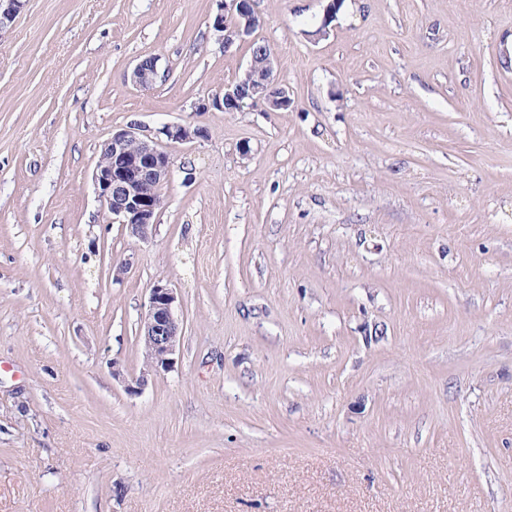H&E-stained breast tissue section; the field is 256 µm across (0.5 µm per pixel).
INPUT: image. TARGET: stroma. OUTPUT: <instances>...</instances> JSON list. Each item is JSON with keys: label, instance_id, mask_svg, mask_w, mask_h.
Returning a JSON list of instances; mask_svg holds the SVG:
<instances>
[{"label": "stroma", "instance_id": "1", "mask_svg": "<svg viewBox=\"0 0 512 512\" xmlns=\"http://www.w3.org/2000/svg\"><path fill=\"white\" fill-rule=\"evenodd\" d=\"M325 6L255 0L285 112L197 109L250 57L215 0L0 31V512H512V0ZM133 120L208 132L145 241L92 181ZM154 57H146L141 60L143 65L151 66L153 63ZM159 59L156 57L154 64L151 68H145L142 66L141 62H139L133 69L131 73V81L137 87L149 88L153 86L157 80L159 70L158 67ZM178 296L168 284L157 282L148 295L145 315L141 321V338L145 345V368L133 382L141 388L148 382V376L160 370H167L174 361L180 344L182 324L177 316Z\"/></svg>", "mask_w": 512, "mask_h": 512}]
</instances>
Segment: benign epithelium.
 <instances>
[{"instance_id":"benign-epithelium-1","label":"benign epithelium","mask_w":512,"mask_h":512,"mask_svg":"<svg viewBox=\"0 0 512 512\" xmlns=\"http://www.w3.org/2000/svg\"><path fill=\"white\" fill-rule=\"evenodd\" d=\"M26 0H0V31L8 27L24 7ZM217 9L212 28L220 34L224 50L235 43H252L255 29L253 0H215ZM341 0H328L321 25L312 32L326 33L336 17ZM275 60L265 56L261 65L249 61L242 74L222 91L198 103V108L233 111L244 96H249L266 111L286 110L291 104L288 91L274 78ZM159 74L158 64L145 68L137 64L131 81L137 87L153 86ZM177 143H190L206 137L202 127L179 123L167 124L154 131L139 122L112 134L104 143L105 160L97 163L93 183L104 209L113 220L123 224L129 233L141 240L149 235L163 199L160 189L171 175L172 159L161 149L159 138ZM176 290L158 282L149 289L145 315L141 321V338L145 345V368L134 379L136 388L148 382V376L171 367L180 344L182 324L177 316Z\"/></svg>"}]
</instances>
